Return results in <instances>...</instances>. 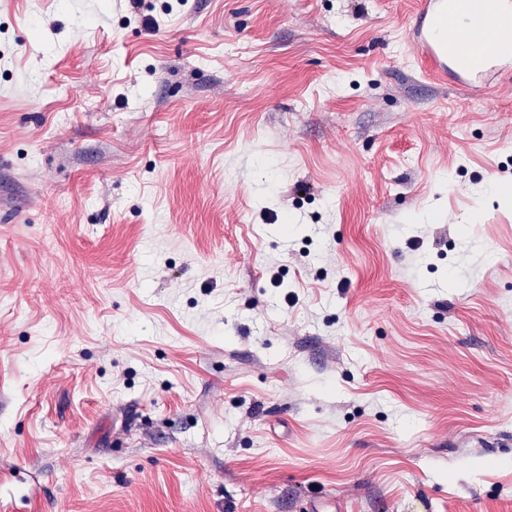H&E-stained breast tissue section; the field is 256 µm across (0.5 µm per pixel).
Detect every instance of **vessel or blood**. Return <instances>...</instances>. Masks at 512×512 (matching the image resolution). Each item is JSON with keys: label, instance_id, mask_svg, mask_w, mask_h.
I'll return each instance as SVG.
<instances>
[{"label": "vessel or blood", "instance_id": "1", "mask_svg": "<svg viewBox=\"0 0 512 512\" xmlns=\"http://www.w3.org/2000/svg\"><path fill=\"white\" fill-rule=\"evenodd\" d=\"M496 0H421L409 34L432 80L453 78L467 92H484L512 70V35L487 21Z\"/></svg>", "mask_w": 512, "mask_h": 512}]
</instances>
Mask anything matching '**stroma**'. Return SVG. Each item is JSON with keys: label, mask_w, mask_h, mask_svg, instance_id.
I'll list each match as a JSON object with an SVG mask.
<instances>
[{"label": "stroma", "mask_w": 512, "mask_h": 512, "mask_svg": "<svg viewBox=\"0 0 512 512\" xmlns=\"http://www.w3.org/2000/svg\"><path fill=\"white\" fill-rule=\"evenodd\" d=\"M419 0H0V512H512V71ZM509 0H422L409 34L426 63L425 75L467 92H484L503 71L512 70V35L487 23L496 2ZM469 21V26L465 25Z\"/></svg>", "instance_id": "1"}]
</instances>
